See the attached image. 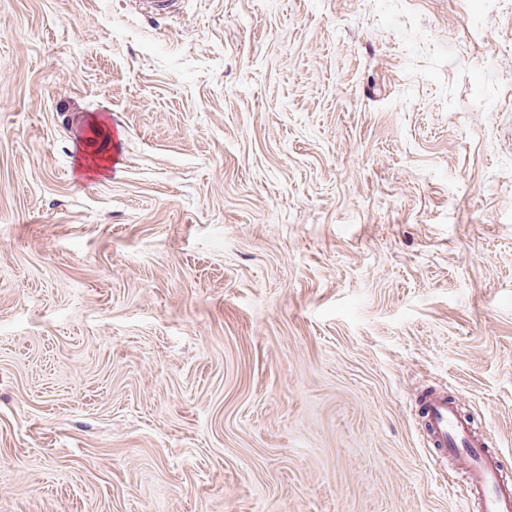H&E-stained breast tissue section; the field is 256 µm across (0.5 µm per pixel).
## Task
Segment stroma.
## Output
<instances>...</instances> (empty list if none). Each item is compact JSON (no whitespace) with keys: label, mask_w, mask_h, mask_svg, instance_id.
<instances>
[{"label":"stroma","mask_w":512,"mask_h":512,"mask_svg":"<svg viewBox=\"0 0 512 512\" xmlns=\"http://www.w3.org/2000/svg\"><path fill=\"white\" fill-rule=\"evenodd\" d=\"M430 389L512 477V0H0V512H478Z\"/></svg>","instance_id":"1"}]
</instances>
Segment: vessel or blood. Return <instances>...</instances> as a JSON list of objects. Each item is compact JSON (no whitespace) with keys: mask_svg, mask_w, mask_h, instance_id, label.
<instances>
[{"mask_svg":"<svg viewBox=\"0 0 512 512\" xmlns=\"http://www.w3.org/2000/svg\"><path fill=\"white\" fill-rule=\"evenodd\" d=\"M422 421L436 457L457 459L460 475L470 488L478 512H512V478L503 474L499 460L473 421L447 393L429 391L422 397Z\"/></svg>","mask_w":512,"mask_h":512,"instance_id":"1","label":"vessel or blood"}]
</instances>
